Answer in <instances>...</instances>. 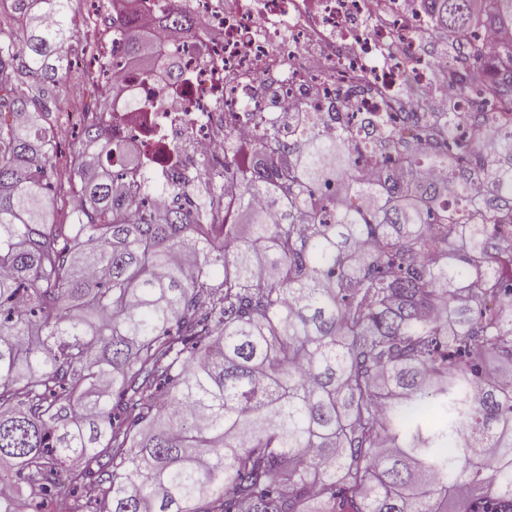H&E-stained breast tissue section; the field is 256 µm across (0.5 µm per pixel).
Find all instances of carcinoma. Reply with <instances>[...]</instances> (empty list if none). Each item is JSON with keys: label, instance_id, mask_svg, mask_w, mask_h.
I'll return each instance as SVG.
<instances>
[{"label": "carcinoma", "instance_id": "cac0c4a2", "mask_svg": "<svg viewBox=\"0 0 512 512\" xmlns=\"http://www.w3.org/2000/svg\"><path fill=\"white\" fill-rule=\"evenodd\" d=\"M70 0H11L0 28V458L15 462L0 512H41L68 460L95 498L54 512H512V132L492 157L453 113L403 152L448 184L370 182L347 132L259 134L262 161L237 210L224 188L153 210L112 180L104 108L81 130L73 173L52 162L50 103L69 73ZM436 31L464 36L474 0H431ZM512 27V0H482ZM131 29L122 44L138 56ZM512 98V42L472 47ZM495 200L472 201V178ZM333 182L322 199L315 186ZM80 197L68 224L50 191ZM264 190L267 208L247 200ZM453 203H448V190Z\"/></svg>", "mask_w": 512, "mask_h": 512}]
</instances>
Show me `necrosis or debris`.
<instances>
[{
	"label": "necrosis or debris",
	"mask_w": 512,
	"mask_h": 512,
	"mask_svg": "<svg viewBox=\"0 0 512 512\" xmlns=\"http://www.w3.org/2000/svg\"><path fill=\"white\" fill-rule=\"evenodd\" d=\"M111 26L87 12L76 40L98 46L72 59L112 100V175L146 204H170L168 188L193 199L224 187V202L250 179L266 124L298 128L314 115L320 133L352 129L380 141L394 125L422 148V108L447 100V84L423 47L433 37L430 0H113ZM190 17L200 37L169 26ZM143 33L158 68L142 79L119 48L126 27Z\"/></svg>",
	"instance_id": "1"
}]
</instances>
